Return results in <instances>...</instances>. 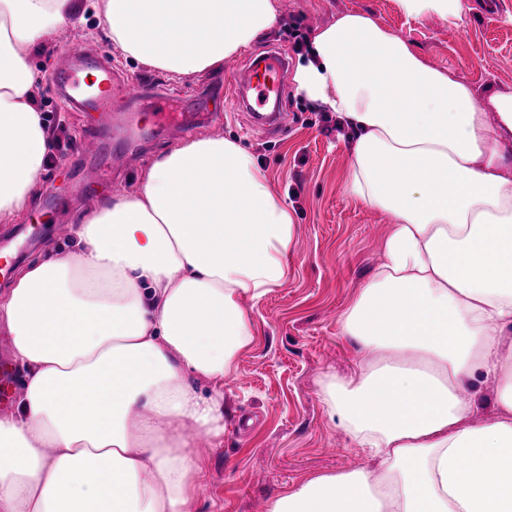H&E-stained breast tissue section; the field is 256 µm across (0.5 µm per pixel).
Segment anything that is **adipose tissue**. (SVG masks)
Returning a JSON list of instances; mask_svg holds the SVG:
<instances>
[{"label": "adipose tissue", "mask_w": 512, "mask_h": 512, "mask_svg": "<svg viewBox=\"0 0 512 512\" xmlns=\"http://www.w3.org/2000/svg\"><path fill=\"white\" fill-rule=\"evenodd\" d=\"M458 25L466 0H397ZM95 10L122 56L184 79L223 70L274 0H0V222L31 206L52 139L34 50ZM298 94L350 131L342 184L391 218L384 261L338 319L372 355L322 385L328 417L378 463L319 472L267 512H512V93L477 95L369 16L313 30ZM294 211L218 136L155 158L139 188L73 225L0 294L26 370L0 416V512H187L199 440L253 340L242 298L288 279ZM498 387L476 424L474 382Z\"/></svg>", "instance_id": "obj_1"}]
</instances>
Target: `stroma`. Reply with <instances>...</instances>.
I'll return each mask as SVG.
<instances>
[{
  "mask_svg": "<svg viewBox=\"0 0 512 512\" xmlns=\"http://www.w3.org/2000/svg\"><path fill=\"white\" fill-rule=\"evenodd\" d=\"M277 23L249 52L225 60L220 72L177 81L167 73L124 60L110 39L93 38L124 81L146 89L180 91L183 115L208 113L195 124L197 137L221 135L248 149L266 169L271 190L291 204L297 235L292 272L280 288L260 301L244 300L256 339L237 359L224 383L231 412L216 447L207 448L204 479L190 512H266L274 492L320 471H374L373 462L330 421L321 386L329 378L357 379L367 357L339 332L338 316L351 303L383 259L388 218L344 194L349 141L330 113L314 109L287 84L282 106L287 128L268 135L250 130L246 109L229 112L225 100L250 54L281 52L296 68L304 39L345 12L369 14L380 26L406 40L432 66L452 72L477 93L512 92V0H469L458 26L436 16L406 17L396 0H275ZM63 49L33 55L40 73L38 103L52 132L53 154L40 176L31 208L11 224L0 223V246L13 238L23 245L14 264L44 252L69 248L57 237L58 219L80 223L88 210L113 198V181L136 188L147 165L184 143L182 125H154L148 99L130 105L139 115V131L129 141L97 112L65 108L56 78ZM90 132L100 138L97 156L75 157L70 139ZM105 167L106 182L88 183L87 170Z\"/></svg>",
  "mask_w": 512,
  "mask_h": 512,
  "instance_id": "1",
  "label": "stroma"
}]
</instances>
